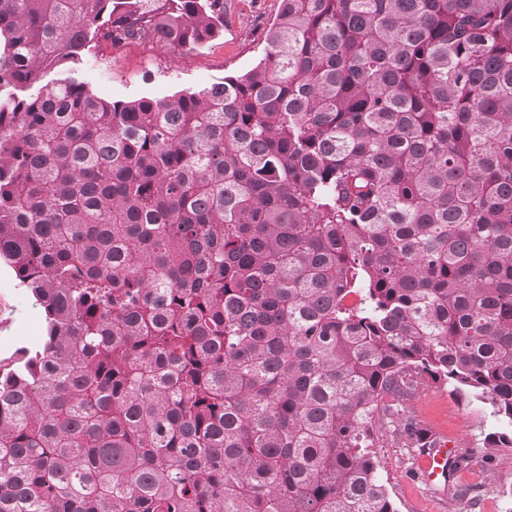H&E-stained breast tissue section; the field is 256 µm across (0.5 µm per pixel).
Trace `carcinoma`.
I'll return each instance as SVG.
<instances>
[{
    "label": "carcinoma",
    "mask_w": 512,
    "mask_h": 512,
    "mask_svg": "<svg viewBox=\"0 0 512 512\" xmlns=\"http://www.w3.org/2000/svg\"><path fill=\"white\" fill-rule=\"evenodd\" d=\"M224 0H0V512H398L429 382L512 448V0H280L247 73L107 100ZM36 312L33 319L31 313ZM44 317L39 309L33 308L21 288L16 286L14 276L6 269L0 270V336H27L22 341L33 345L43 336Z\"/></svg>",
    "instance_id": "cac0c4a2"
}]
</instances>
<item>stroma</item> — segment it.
<instances>
[{"label": "stroma", "instance_id": "1", "mask_svg": "<svg viewBox=\"0 0 512 512\" xmlns=\"http://www.w3.org/2000/svg\"><path fill=\"white\" fill-rule=\"evenodd\" d=\"M277 10L278 0H224V35L198 54L157 42L101 38L78 76L93 94L113 100L163 98L239 76L262 59ZM44 329L43 315L34 314L13 275L0 270V336H40ZM406 413L472 463L452 481L428 484L419 476L422 452L384 435L377 448L379 479L399 512H512V448L496 450L492 463L484 462L486 436L496 429L484 404L432 385L407 402ZM458 483L481 485L477 507L454 499Z\"/></svg>", "mask_w": 512, "mask_h": 512}]
</instances>
